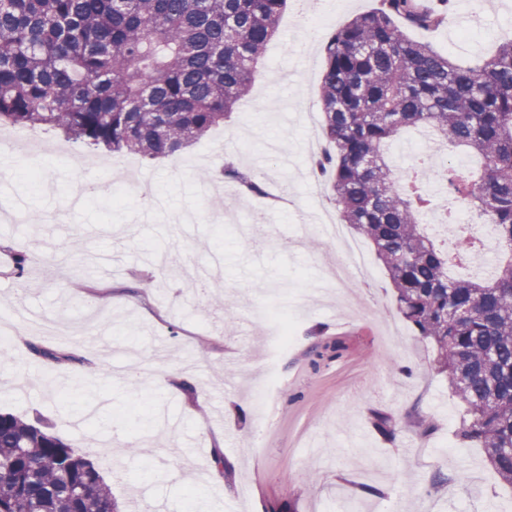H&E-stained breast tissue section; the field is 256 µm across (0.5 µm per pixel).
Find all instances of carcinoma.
<instances>
[{
  "instance_id": "1",
  "label": "carcinoma",
  "mask_w": 512,
  "mask_h": 512,
  "mask_svg": "<svg viewBox=\"0 0 512 512\" xmlns=\"http://www.w3.org/2000/svg\"><path fill=\"white\" fill-rule=\"evenodd\" d=\"M325 46L319 97L334 152L341 220L371 241L400 312L436 348L437 372L467 406L461 442H477L512 486V259L491 276L448 275V250L419 223L432 205L388 144L432 128L479 155L470 181L453 164V200L490 224L512 255V38L460 65L407 29L442 17L417 0H382ZM288 0H0V122L62 132L109 152L156 159L199 141L231 117L259 75ZM244 196L265 194L252 171L224 163ZM467 259L470 231L454 236ZM37 356L83 359L41 344ZM0 512H117L94 464L39 422L0 412Z\"/></svg>"
}]
</instances>
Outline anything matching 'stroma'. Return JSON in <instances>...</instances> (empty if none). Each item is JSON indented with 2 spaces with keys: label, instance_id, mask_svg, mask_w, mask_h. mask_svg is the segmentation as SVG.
Instances as JSON below:
<instances>
[{
  "label": "stroma",
  "instance_id": "35a3bbf8",
  "mask_svg": "<svg viewBox=\"0 0 512 512\" xmlns=\"http://www.w3.org/2000/svg\"><path fill=\"white\" fill-rule=\"evenodd\" d=\"M382 0H340L316 35L299 31L296 0L279 19L265 69L230 122L175 155L149 161L33 135L65 150L34 187L22 142L0 145V322L14 342L0 365V411L42 420L89 458L118 506L142 497L164 512H512L475 443L457 433L466 405L416 336L367 239L362 280L330 282L332 248L309 224L308 139L328 144L319 122L324 47L336 29ZM476 17L472 39L450 44L447 25L412 38L469 65L512 36V0H453ZM234 137L242 168L264 157L267 181L286 198L243 196L231 223L177 224L204 207L207 173ZM112 185L67 212L77 178ZM150 179L166 213L113 197ZM23 275H16L18 256ZM74 321L57 363L34 355L14 310ZM278 313L297 325L280 359L283 379L258 403ZM392 433L381 432L378 417ZM429 421L421 433L413 417ZM140 447L137 455L127 446ZM448 478L444 485L436 475Z\"/></svg>",
  "mask_w": 512,
  "mask_h": 512
}]
</instances>
